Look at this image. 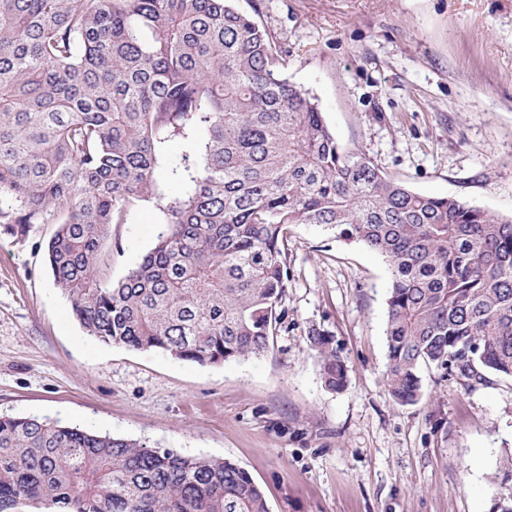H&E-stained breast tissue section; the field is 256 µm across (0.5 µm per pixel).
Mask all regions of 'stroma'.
<instances>
[{"mask_svg": "<svg viewBox=\"0 0 512 512\" xmlns=\"http://www.w3.org/2000/svg\"><path fill=\"white\" fill-rule=\"evenodd\" d=\"M314 98L342 151L416 192L512 217V0H234ZM203 129L162 144L156 198L112 227L109 286L153 247L159 201L187 196ZM54 224H0V415L232 460L270 512H492L512 456V381L467 392L420 372L419 403L385 386L390 271L355 240L288 228L290 278L269 352L201 366L88 336L50 275ZM347 364L325 388L308 331Z\"/></svg>", "mask_w": 512, "mask_h": 512, "instance_id": "obj_1", "label": "stroma"}]
</instances>
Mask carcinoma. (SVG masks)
Returning a JSON list of instances; mask_svg holds the SVG:
<instances>
[{
	"label": "carcinoma",
	"mask_w": 512,
	"mask_h": 512,
	"mask_svg": "<svg viewBox=\"0 0 512 512\" xmlns=\"http://www.w3.org/2000/svg\"><path fill=\"white\" fill-rule=\"evenodd\" d=\"M282 51L232 0H0V224L57 228L46 263L88 335L199 365L264 354L288 284V226L320 224L391 271L387 391L440 365L512 379V218L420 194L344 152ZM201 127L204 161L153 247L97 277L114 224L155 196L160 145ZM308 341L326 389L333 337ZM269 512L250 474L34 416L0 415V512Z\"/></svg>",
	"instance_id": "1"
}]
</instances>
